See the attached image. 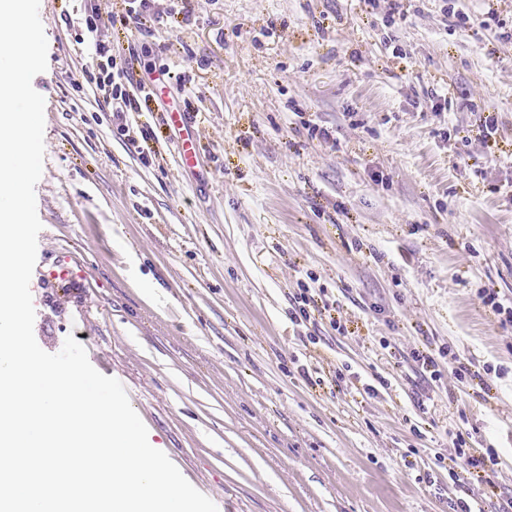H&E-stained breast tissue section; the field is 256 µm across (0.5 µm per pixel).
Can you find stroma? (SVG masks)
<instances>
[{"instance_id": "1", "label": "stroma", "mask_w": 512, "mask_h": 512, "mask_svg": "<svg viewBox=\"0 0 512 512\" xmlns=\"http://www.w3.org/2000/svg\"><path fill=\"white\" fill-rule=\"evenodd\" d=\"M128 2L40 0L38 345L95 338L218 512H501L512 327L479 292L512 301V0H148L140 30ZM93 24L122 91L163 77L140 111L100 109ZM459 432L500 459L455 482ZM171 121L176 126L184 128L187 131L186 137L177 143L176 150L186 162H190L195 155V144L189 132L196 124V114H194V112L184 111L171 112Z\"/></svg>"}]
</instances>
